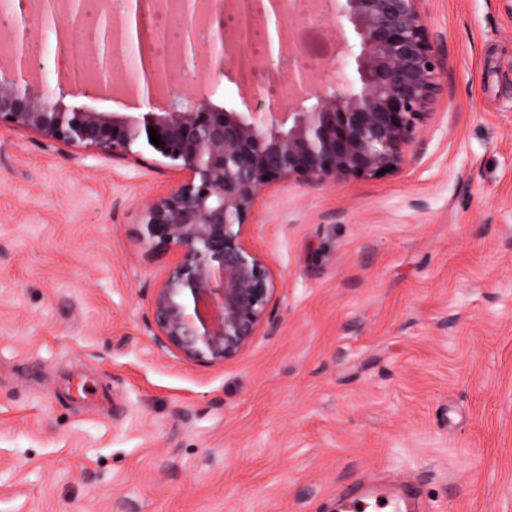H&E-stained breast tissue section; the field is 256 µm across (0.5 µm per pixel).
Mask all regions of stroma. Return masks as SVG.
<instances>
[{"instance_id":"obj_1","label":"stroma","mask_w":512,"mask_h":512,"mask_svg":"<svg viewBox=\"0 0 512 512\" xmlns=\"http://www.w3.org/2000/svg\"><path fill=\"white\" fill-rule=\"evenodd\" d=\"M442 90L401 168L273 186L278 289L220 364L156 336L168 160L0 132V512H333L361 482L512 512V0H425Z\"/></svg>"}]
</instances>
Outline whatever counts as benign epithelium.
<instances>
[{
	"instance_id": "1",
	"label": "benign epithelium",
	"mask_w": 512,
	"mask_h": 512,
	"mask_svg": "<svg viewBox=\"0 0 512 512\" xmlns=\"http://www.w3.org/2000/svg\"><path fill=\"white\" fill-rule=\"evenodd\" d=\"M279 38L288 54L286 98L250 81L249 112L215 107L209 97L180 82L165 84L167 106L157 109L158 82L151 85L148 112L116 115L64 103L35 81L24 57L0 68V130L39 134L46 141L114 157L139 156L149 147L182 174L167 193L144 203L138 239L172 254L152 301L156 335L186 361L215 364L244 352L268 317L276 290L263 256L245 241V226L262 194L298 180L328 185L341 178L375 179L399 169L441 90V62L423 0H269ZM206 0H177L180 25L198 26ZM54 9L74 20L57 30V59L70 66L66 43L80 29L104 32L94 53L109 61L123 41L105 0H59ZM331 20L341 50L318 77L295 50L286 52V15ZM269 13L263 0H222L207 27L218 26L210 54L222 76L251 59L258 42L271 56ZM356 42L349 43L346 28ZM181 70L199 65L200 46L188 53L176 41ZM155 129L163 144L150 143Z\"/></svg>"
}]
</instances>
